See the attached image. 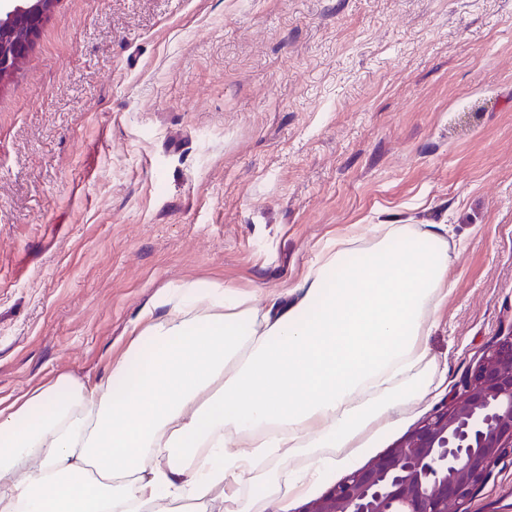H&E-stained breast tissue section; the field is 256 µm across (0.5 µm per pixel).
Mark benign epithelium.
<instances>
[{"label": "benign epithelium", "mask_w": 512, "mask_h": 512, "mask_svg": "<svg viewBox=\"0 0 512 512\" xmlns=\"http://www.w3.org/2000/svg\"><path fill=\"white\" fill-rule=\"evenodd\" d=\"M57 0H0V84L26 58ZM512 456V333L481 355L447 403L370 465L300 512H463Z\"/></svg>", "instance_id": "obj_1"}]
</instances>
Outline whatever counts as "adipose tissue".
<instances>
[{
  "label": "adipose tissue",
  "mask_w": 512,
  "mask_h": 512,
  "mask_svg": "<svg viewBox=\"0 0 512 512\" xmlns=\"http://www.w3.org/2000/svg\"><path fill=\"white\" fill-rule=\"evenodd\" d=\"M448 227L352 225L291 298L160 291L91 382L0 405V512H272L353 470L445 381Z\"/></svg>",
  "instance_id": "adipose-tissue-1"
}]
</instances>
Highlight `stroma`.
I'll return each instance as SVG.
<instances>
[{"label": "stroma", "mask_w": 512, "mask_h": 512, "mask_svg": "<svg viewBox=\"0 0 512 512\" xmlns=\"http://www.w3.org/2000/svg\"><path fill=\"white\" fill-rule=\"evenodd\" d=\"M354 224H444L447 402L512 332V0H58L0 84V402L103 376L161 290L296 284ZM468 512H512V461Z\"/></svg>", "instance_id": "obj_1"}]
</instances>
